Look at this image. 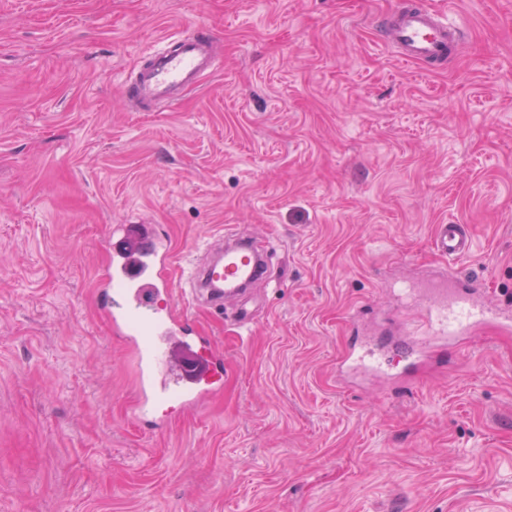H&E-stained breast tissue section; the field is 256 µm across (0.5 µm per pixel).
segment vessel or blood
<instances>
[{
  "label": "vessel or blood",
  "instance_id": "1",
  "mask_svg": "<svg viewBox=\"0 0 512 512\" xmlns=\"http://www.w3.org/2000/svg\"><path fill=\"white\" fill-rule=\"evenodd\" d=\"M384 38L400 60L430 67L446 64L463 42L460 26L449 22L446 15L423 8L419 0H397L388 15ZM213 42V36L197 33L164 40L149 52L148 64L132 82V98L146 108L176 106L187 89L200 85L205 75L221 67ZM225 239L253 253L252 263L226 260L224 278L229 285L224 289L210 288L209 267H194L186 280L189 303L199 301L205 292L229 301L242 288L265 279L267 264L257 256L256 240L235 230L226 233ZM432 246L451 261L467 256L472 249L467 225H437ZM108 247L105 312L114 331L136 353L140 393L136 417L158 426L162 423L156 415L158 408L169 404L193 408L217 392L222 355L207 337L193 335L185 311L161 306V299L175 294L172 280L164 273L172 247L155 225H113ZM416 310L428 329L429 343L440 348L486 326L512 331V310L475 303L470 289L452 279L420 289Z\"/></svg>",
  "mask_w": 512,
  "mask_h": 512
}]
</instances>
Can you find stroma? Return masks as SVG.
<instances>
[{"mask_svg": "<svg viewBox=\"0 0 512 512\" xmlns=\"http://www.w3.org/2000/svg\"><path fill=\"white\" fill-rule=\"evenodd\" d=\"M392 2L0 0V512H512V334L400 347L418 283L512 304V0H422L466 31L439 72L383 42ZM199 27L222 67L135 109ZM135 220L177 283L226 227L272 249L249 328L192 310L224 388L160 432L100 288ZM432 246L439 255L448 261H455L467 256L472 249V238L467 225H436Z\"/></svg>", "mask_w": 512, "mask_h": 512, "instance_id": "35a3bbf8", "label": "stroma"}]
</instances>
